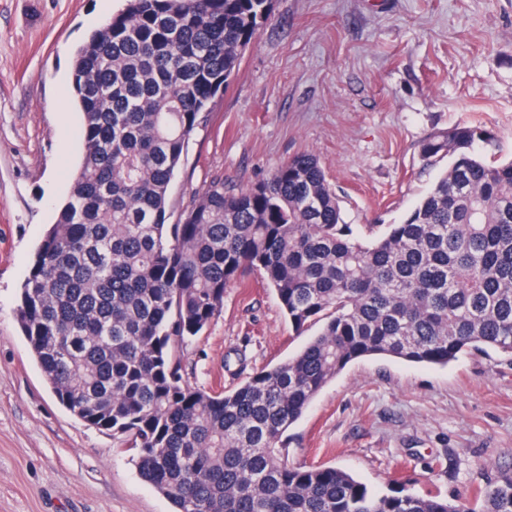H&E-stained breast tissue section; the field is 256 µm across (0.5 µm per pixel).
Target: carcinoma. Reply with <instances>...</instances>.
Masks as SVG:
<instances>
[{
	"mask_svg": "<svg viewBox=\"0 0 512 512\" xmlns=\"http://www.w3.org/2000/svg\"><path fill=\"white\" fill-rule=\"evenodd\" d=\"M273 0H125L74 53L83 152L33 253L17 321L57 401L134 451L174 512H512V469L455 503L375 495L336 467L290 465L283 436L351 362L446 366L512 356V161L482 129L427 136L448 165L400 224L354 232L320 160L228 191L214 176L168 223L190 137ZM258 272L295 334L286 361L229 390L192 385L177 350Z\"/></svg>",
	"mask_w": 512,
	"mask_h": 512,
	"instance_id": "carcinoma-1",
	"label": "carcinoma"
}]
</instances>
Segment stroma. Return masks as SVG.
<instances>
[{"mask_svg": "<svg viewBox=\"0 0 512 512\" xmlns=\"http://www.w3.org/2000/svg\"><path fill=\"white\" fill-rule=\"evenodd\" d=\"M123 0H0V512H171L111 431L53 395L16 320L20 288L82 153L70 103L76 48ZM461 124L512 159V0H274L238 73L189 141L170 188L180 212L215 174L227 189L315 154L353 229L401 223L442 171L420 144ZM301 345L259 274L181 357L229 389ZM290 464L334 466L376 493L470 496L512 467V359L445 367L349 364L288 431Z\"/></svg>", "mask_w": 512, "mask_h": 512, "instance_id": "1", "label": "stroma"}]
</instances>
